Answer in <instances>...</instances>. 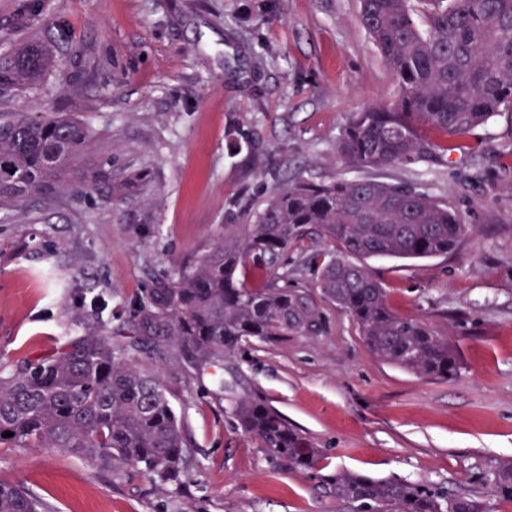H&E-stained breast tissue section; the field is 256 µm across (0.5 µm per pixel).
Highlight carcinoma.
Listing matches in <instances>:
<instances>
[{
  "instance_id": "cac0c4a2",
  "label": "carcinoma",
  "mask_w": 512,
  "mask_h": 512,
  "mask_svg": "<svg viewBox=\"0 0 512 512\" xmlns=\"http://www.w3.org/2000/svg\"><path fill=\"white\" fill-rule=\"evenodd\" d=\"M359 20L396 90L390 105L349 118L337 141L347 163L429 161L448 146L425 130L460 139L512 106V0H360ZM48 65L42 44L24 40L0 55V88L32 85ZM87 138V127L72 118L1 112L0 206L67 195L71 161ZM86 188L112 198V173L98 170ZM311 226L339 250L306 263L319 272L323 297L356 321L367 349L419 377L455 376L456 350L423 321L393 313L365 260L446 255L470 231L463 213L417 185L301 180L257 206L252 223L224 225V239L202 260L156 280L130 313L135 337L69 336L49 358L1 367L0 444L70 448L119 474L148 478L171 501L183 499L194 449L166 386L142 360L146 345L166 340L189 351L203 372L224 367V356L251 339L275 343L321 332V306L282 261ZM246 267L258 285L240 278ZM232 416L268 454L303 471L317 468L321 450L263 400H234ZM321 480L360 512H480L472 499L443 496L422 481L345 471ZM485 480L512 502V460ZM0 512H45V505L22 486L0 482Z\"/></svg>"
}]
</instances>
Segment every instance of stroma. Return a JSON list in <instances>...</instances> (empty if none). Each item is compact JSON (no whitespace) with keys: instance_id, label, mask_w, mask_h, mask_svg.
<instances>
[{"instance_id":"35a3bbf8","label":"stroma","mask_w":512,"mask_h":512,"mask_svg":"<svg viewBox=\"0 0 512 512\" xmlns=\"http://www.w3.org/2000/svg\"><path fill=\"white\" fill-rule=\"evenodd\" d=\"M40 37L52 62L0 111L67 112L89 131L74 172L112 165V199L72 191L0 211V366L54 354L70 336L118 329L156 279L196 261L225 225L285 181L376 178L422 187L472 230L425 260L371 258L392 310L424 321L460 357L422 379L374 357L357 323L324 304L315 336L252 343L224 360L235 397H257L320 448L317 474L269 456L240 429L215 379L174 347L145 360L163 380L198 461L186 503L207 512H358L326 492L339 470L424 481L512 512L485 483L512 460V112L433 163L359 169L336 151L352 113L394 99L396 82L359 20L358 0H0V49ZM242 144L230 151L226 134ZM310 231L288 249L319 293ZM0 481L49 512H179L182 504L70 449L0 446Z\"/></svg>"}]
</instances>
